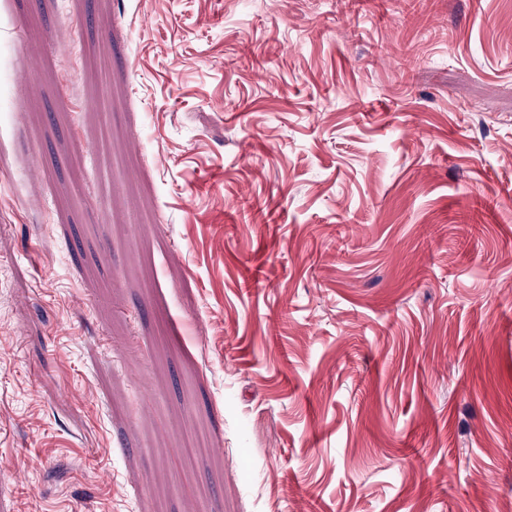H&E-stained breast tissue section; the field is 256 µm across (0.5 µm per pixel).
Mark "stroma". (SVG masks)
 Masks as SVG:
<instances>
[{"label": "stroma", "instance_id": "stroma-1", "mask_svg": "<svg viewBox=\"0 0 512 512\" xmlns=\"http://www.w3.org/2000/svg\"><path fill=\"white\" fill-rule=\"evenodd\" d=\"M0 139V512H512V0H0Z\"/></svg>", "mask_w": 512, "mask_h": 512}]
</instances>
